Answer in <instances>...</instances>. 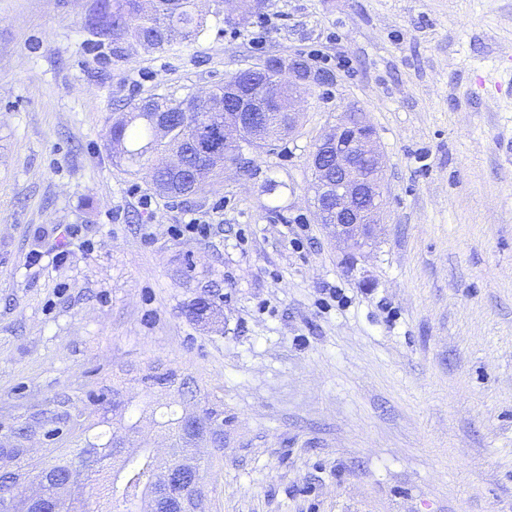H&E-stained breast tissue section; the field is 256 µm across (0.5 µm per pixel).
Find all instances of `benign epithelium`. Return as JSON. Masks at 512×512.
<instances>
[{
	"label": "benign epithelium",
	"instance_id": "obj_1",
	"mask_svg": "<svg viewBox=\"0 0 512 512\" xmlns=\"http://www.w3.org/2000/svg\"><path fill=\"white\" fill-rule=\"evenodd\" d=\"M330 81L326 75L314 78L309 66L299 57L288 59V127L296 126L301 115L303 92ZM271 95L250 91L240 107L237 123L224 125V135L238 136L246 130L258 136L256 114L267 111ZM314 174L313 207L317 223L328 230L336 242L363 253L376 238L380 214L384 208L381 181L383 156L368 123L356 124V114L344 110L336 124L323 135L311 157ZM168 483L192 494L206 506L205 481L193 459L176 462L168 474Z\"/></svg>",
	"mask_w": 512,
	"mask_h": 512
}]
</instances>
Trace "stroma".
I'll return each mask as SVG.
<instances>
[{
    "instance_id": "35a3bbf8",
    "label": "stroma",
    "mask_w": 512,
    "mask_h": 512,
    "mask_svg": "<svg viewBox=\"0 0 512 512\" xmlns=\"http://www.w3.org/2000/svg\"><path fill=\"white\" fill-rule=\"evenodd\" d=\"M94 4L0 0V441L172 367L224 402L210 512H512V0H269L264 30L212 15L119 59ZM272 54L332 80L251 174L167 199L115 166V113ZM351 108L385 161L363 257L313 216ZM192 218L210 235L174 234ZM72 224L93 248L32 263Z\"/></svg>"
}]
</instances>
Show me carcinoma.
<instances>
[{
  "mask_svg": "<svg viewBox=\"0 0 512 512\" xmlns=\"http://www.w3.org/2000/svg\"><path fill=\"white\" fill-rule=\"evenodd\" d=\"M209 0H154L142 6L138 0H96V6L87 18L86 29L112 37V55L122 57L129 47L138 46L146 51L170 48L175 41H192L207 28ZM268 0H242L237 13L236 25H244L263 11ZM280 55H269L261 60L263 68L243 80L242 87L275 78V90L281 100V110L267 119L264 137L259 140L243 139L249 150L257 153L275 145L288 136V71L283 69ZM228 89L222 85L210 92L206 100L208 110L222 120L235 121L232 106L226 102ZM193 96L182 99L167 96L151 97L117 117L110 130L113 146L112 159L127 171L137 173L143 163L151 165L152 187L161 197L191 195L184 176H175L168 167V158L178 154L186 170H203L205 185L221 181L224 176V154H232L239 145L235 141L224 142V127L203 128L194 137L200 150H195L186 139L184 127H178L166 141L156 137V116L159 112H190ZM140 381L150 391L153 402L134 405L124 398L122 390L112 389V397L100 400L90 398L99 406L96 411L76 412L75 402L67 394H61L53 405L38 410L9 427L12 444L0 445V455L12 459L11 472L34 477L39 494L27 512H86L88 503L82 499L62 495L61 488L74 475L86 481L89 497L95 503L110 504L112 508L100 512H142L145 498L140 491L157 487V472L168 468L172 458L192 451L196 436L186 432L182 413L175 405L191 407L199 415L203 426L216 436L215 452H224V402L209 393L196 378L169 369L165 372L149 371ZM123 407L119 429L133 433L144 420L161 427L168 436L171 453L166 457L154 454L148 448L126 456L122 471L115 473L113 458L121 452L114 435L101 427L109 423L107 413L112 406ZM38 430L50 444L46 449L44 466L33 467L26 453V443Z\"/></svg>",
  "mask_w": 512,
  "mask_h": 512,
  "instance_id": "obj_1",
  "label": "carcinoma"
}]
</instances>
